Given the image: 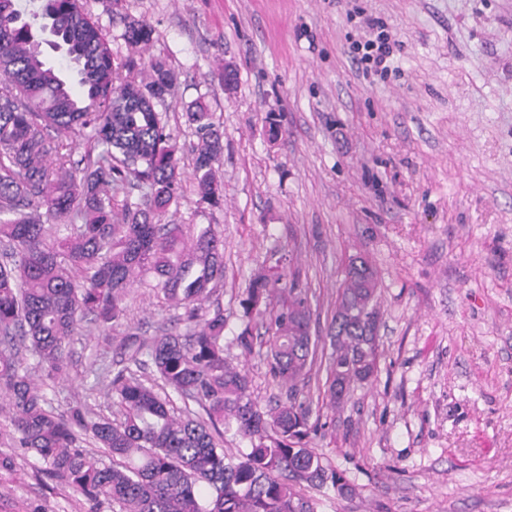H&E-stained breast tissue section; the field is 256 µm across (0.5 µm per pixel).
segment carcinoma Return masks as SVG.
Listing matches in <instances>:
<instances>
[{"instance_id":"obj_1","label":"carcinoma","mask_w":512,"mask_h":512,"mask_svg":"<svg viewBox=\"0 0 512 512\" xmlns=\"http://www.w3.org/2000/svg\"><path fill=\"white\" fill-rule=\"evenodd\" d=\"M49 25L64 65L46 54ZM153 34L133 20L122 37L142 48ZM174 82L161 61L120 71L87 0H38L31 9L0 0V243L8 247L0 263V417L8 424L0 437L45 464L88 512L105 504L121 512H315L299 487L341 497L354 488L309 447L317 425L297 400L316 346L307 298L287 283L274 252L240 300L237 342L251 348L260 321L269 371L286 389V401L264 410L248 374L224 358L223 310L205 306L224 280V238L210 224L187 232L164 222L182 188L179 147L158 111ZM186 118L197 138L200 202L218 206L224 182L214 164L224 132L201 101ZM133 188L146 190L143 200L131 201ZM136 282L184 309L186 332L123 341L128 364L110 381L121 423L93 420L81 403L57 412L47 389L68 368L72 337L88 318L117 323ZM376 292L369 263L347 268L330 327L325 397L333 408L377 370ZM172 393L201 412L175 415ZM232 430L251 447L227 454Z\"/></svg>"}]
</instances>
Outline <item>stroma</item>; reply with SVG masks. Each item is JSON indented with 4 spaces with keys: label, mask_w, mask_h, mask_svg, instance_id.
<instances>
[{
    "label": "stroma",
    "mask_w": 512,
    "mask_h": 512,
    "mask_svg": "<svg viewBox=\"0 0 512 512\" xmlns=\"http://www.w3.org/2000/svg\"><path fill=\"white\" fill-rule=\"evenodd\" d=\"M115 64L160 60L177 75L166 109L182 192L167 219L224 238V355L261 408L282 392L260 343L240 347L239 305L271 252L286 256L327 336L350 258L378 281V371L343 405H319L331 344L302 388L310 446L355 488L317 512H512V0H90ZM397 41L386 75L351 53L362 16ZM155 30L144 50L124 23ZM237 83L226 91L224 68ZM224 128V201L201 208L186 107ZM277 135H270V126ZM179 312L133 286L106 329L83 322L64 412L118 418L108 384L126 333L180 329ZM0 512H86L34 458L0 471Z\"/></svg>",
    "instance_id": "35a3bbf8"
}]
</instances>
